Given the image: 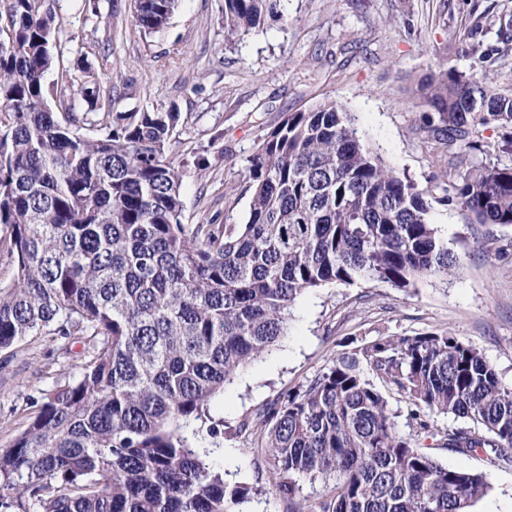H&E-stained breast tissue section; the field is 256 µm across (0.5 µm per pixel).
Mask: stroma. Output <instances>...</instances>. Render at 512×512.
<instances>
[{"mask_svg":"<svg viewBox=\"0 0 512 512\" xmlns=\"http://www.w3.org/2000/svg\"><path fill=\"white\" fill-rule=\"evenodd\" d=\"M63 56L48 81L88 64L116 111L174 110L181 119L170 156L184 170V221L244 223L245 180L259 143L289 113L324 100L352 112L360 135L385 163L424 191L431 221L461 261L447 278L400 290L378 281L330 284L296 303L287 336L240 370L208 405L220 420L216 441L228 485L254 493L240 512H303L323 499L324 480H301L292 500L269 490L264 411L326 370L341 353L380 336L452 332L477 348L502 383L512 385V226L477 223L446 203L456 182L419 128L418 81L439 64L471 72L486 56L491 87L512 94V52L501 24L512 0H283L284 20L268 21L233 47L224 42V0H180L164 31L148 36L133 22V0H52ZM209 167L198 171L199 158ZM469 162L512 166V137L491 125ZM56 336L28 337L0 352V448L7 447L55 385L72 378L83 346L59 353ZM454 470L484 473L490 485L473 512H512V469L485 453H461L426 441Z\"/></svg>","mask_w":512,"mask_h":512,"instance_id":"1","label":"stroma"}]
</instances>
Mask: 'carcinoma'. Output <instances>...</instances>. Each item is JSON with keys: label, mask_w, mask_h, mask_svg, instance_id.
Here are the masks:
<instances>
[{"label": "carcinoma", "mask_w": 512, "mask_h": 512, "mask_svg": "<svg viewBox=\"0 0 512 512\" xmlns=\"http://www.w3.org/2000/svg\"><path fill=\"white\" fill-rule=\"evenodd\" d=\"M179 0H135L146 33ZM282 0H224L233 45L281 20ZM0 350L29 336L84 347L79 374L44 394L0 448V512H236L217 448H201L208 404L288 335L305 293L379 281L407 289L460 267L424 193L388 167L333 100L270 131L246 173L243 224H185L182 173L167 157L180 113L114 112L86 75V114L56 112L46 82L55 16L44 0L0 9ZM420 127L455 163V202L478 223L512 224V166H462L483 128L512 129V95L485 69L439 66ZM103 114L98 123L87 114ZM373 374L414 406L404 435ZM465 419L439 435L426 412ZM268 483L292 499L334 477L312 512H472L478 472L449 469L420 441L490 449L512 468V386L452 333L380 336L340 355L262 420Z\"/></svg>", "instance_id": "cac0c4a2"}]
</instances>
